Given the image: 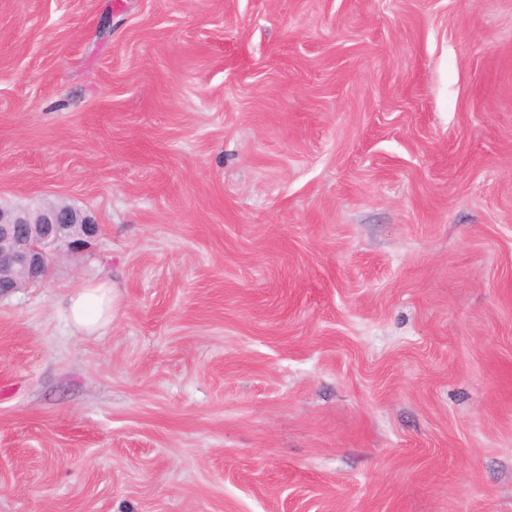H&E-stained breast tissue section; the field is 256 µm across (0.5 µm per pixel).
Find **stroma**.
Instances as JSON below:
<instances>
[{"label":"stroma","mask_w":512,"mask_h":512,"mask_svg":"<svg viewBox=\"0 0 512 512\" xmlns=\"http://www.w3.org/2000/svg\"><path fill=\"white\" fill-rule=\"evenodd\" d=\"M0 201V512H512V0H0ZM35 214V218H34ZM75 224H82L77 231ZM20 225H26L22 229ZM98 226L80 209L44 205L36 211L0 206V273L8 275L14 292L48 277L51 260L63 252L76 253ZM113 285L101 281L81 286L72 293L66 311L79 330L94 331L112 321L117 304Z\"/></svg>","instance_id":"stroma-1"}]
</instances>
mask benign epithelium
<instances>
[{"mask_svg": "<svg viewBox=\"0 0 512 512\" xmlns=\"http://www.w3.org/2000/svg\"><path fill=\"white\" fill-rule=\"evenodd\" d=\"M97 231L94 220L74 207L44 205L33 212L0 206V273L10 276L14 290L40 283L51 260L78 252Z\"/></svg>", "mask_w": 512, "mask_h": 512, "instance_id": "obj_1", "label": "benign epithelium"}]
</instances>
